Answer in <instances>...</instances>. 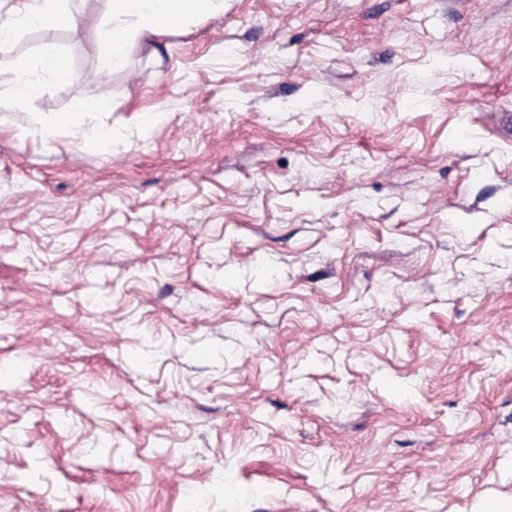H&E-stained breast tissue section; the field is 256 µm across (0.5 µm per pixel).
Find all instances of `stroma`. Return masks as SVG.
I'll return each instance as SVG.
<instances>
[{"instance_id": "stroma-1", "label": "stroma", "mask_w": 512, "mask_h": 512, "mask_svg": "<svg viewBox=\"0 0 512 512\" xmlns=\"http://www.w3.org/2000/svg\"><path fill=\"white\" fill-rule=\"evenodd\" d=\"M68 7L0 53L69 69L0 85V512L512 504V0H224L95 83ZM68 73L66 60L53 46L42 49L36 68L33 71L14 70L3 73L0 71V84L7 82L28 102L33 103L39 96L43 85L48 79H59ZM104 108H105V103L101 99H99L96 96L89 95V96L79 99L75 103L74 109L77 112L61 113L58 117V121L60 124L65 125L71 121V119L74 115L91 114L94 112H101Z\"/></svg>"}]
</instances>
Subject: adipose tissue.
I'll return each mask as SVG.
<instances>
[{"mask_svg": "<svg viewBox=\"0 0 512 512\" xmlns=\"http://www.w3.org/2000/svg\"><path fill=\"white\" fill-rule=\"evenodd\" d=\"M111 42L99 43L94 78L101 79L128 68V49L163 31L182 27L188 22L219 13L224 0H106ZM79 15L69 10L65 0H17L8 14L0 16V52L12 47L20 30L57 28L73 25ZM68 73L66 60L52 46L44 47L34 70H14L4 77L27 101H35L49 79Z\"/></svg>", "mask_w": 512, "mask_h": 512, "instance_id": "obj_1", "label": "adipose tissue"}]
</instances>
